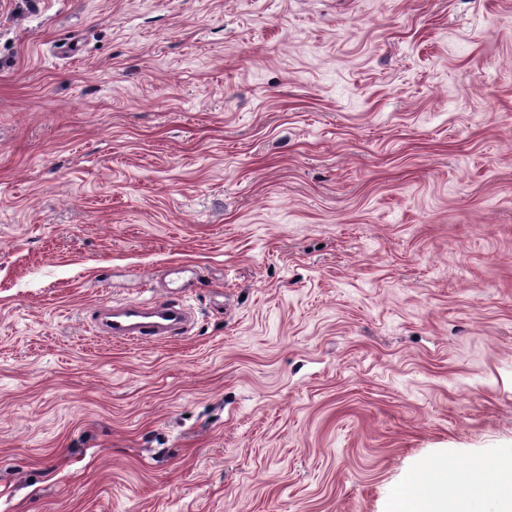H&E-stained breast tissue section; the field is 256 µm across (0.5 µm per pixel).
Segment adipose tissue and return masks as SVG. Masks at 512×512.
Returning a JSON list of instances; mask_svg holds the SVG:
<instances>
[{
    "instance_id": "obj_1",
    "label": "adipose tissue",
    "mask_w": 512,
    "mask_h": 512,
    "mask_svg": "<svg viewBox=\"0 0 512 512\" xmlns=\"http://www.w3.org/2000/svg\"><path fill=\"white\" fill-rule=\"evenodd\" d=\"M418 483L416 495L397 494L390 512H479L478 504L486 498L498 499L505 512H512V465L502 466L497 478L475 483L456 477L445 481L423 479L413 474Z\"/></svg>"
}]
</instances>
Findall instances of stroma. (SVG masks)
Returning <instances> with one entry per match:
<instances>
[{
	"label": "stroma",
	"instance_id": "obj_1",
	"mask_svg": "<svg viewBox=\"0 0 512 512\" xmlns=\"http://www.w3.org/2000/svg\"><path fill=\"white\" fill-rule=\"evenodd\" d=\"M176 263L184 333L97 328ZM511 460L512 0H0V512Z\"/></svg>",
	"mask_w": 512,
	"mask_h": 512
}]
</instances>
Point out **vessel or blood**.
<instances>
[{"label":"vessel or blood","instance_id":"obj_1","mask_svg":"<svg viewBox=\"0 0 512 512\" xmlns=\"http://www.w3.org/2000/svg\"><path fill=\"white\" fill-rule=\"evenodd\" d=\"M201 279L200 270H187L176 265L171 267L167 276L171 285V301L145 304L130 301L112 307L102 322L103 330L112 337L125 341H138L147 337L158 338L182 329L190 321L188 311L181 306L178 295L185 291L186 276Z\"/></svg>","mask_w":512,"mask_h":512}]
</instances>
